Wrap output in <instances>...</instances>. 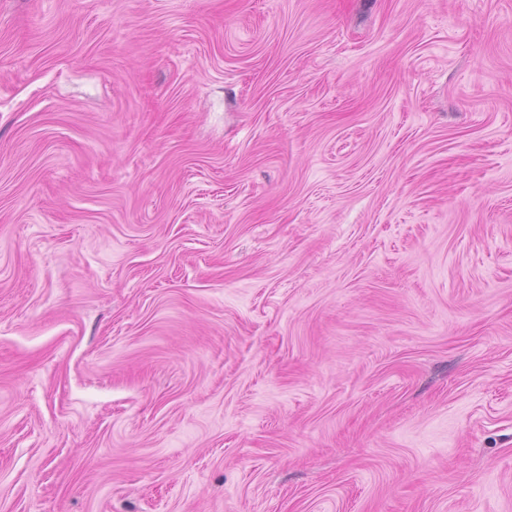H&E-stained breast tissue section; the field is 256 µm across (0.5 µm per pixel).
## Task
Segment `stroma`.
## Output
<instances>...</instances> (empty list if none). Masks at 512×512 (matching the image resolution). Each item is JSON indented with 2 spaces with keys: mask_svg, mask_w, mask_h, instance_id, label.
I'll return each mask as SVG.
<instances>
[{
  "mask_svg": "<svg viewBox=\"0 0 512 512\" xmlns=\"http://www.w3.org/2000/svg\"><path fill=\"white\" fill-rule=\"evenodd\" d=\"M0 512H512V0H0Z\"/></svg>",
  "mask_w": 512,
  "mask_h": 512,
  "instance_id": "stroma-1",
  "label": "stroma"
}]
</instances>
